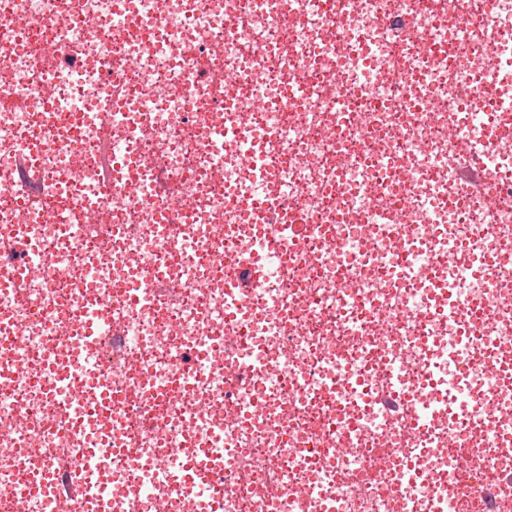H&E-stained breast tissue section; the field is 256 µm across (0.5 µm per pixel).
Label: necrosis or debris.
Returning <instances> with one entry per match:
<instances>
[{
    "instance_id": "necrosis-or-debris-1",
    "label": "necrosis or debris",
    "mask_w": 512,
    "mask_h": 512,
    "mask_svg": "<svg viewBox=\"0 0 512 512\" xmlns=\"http://www.w3.org/2000/svg\"><path fill=\"white\" fill-rule=\"evenodd\" d=\"M0 98V512H512V0H0Z\"/></svg>"
}]
</instances>
